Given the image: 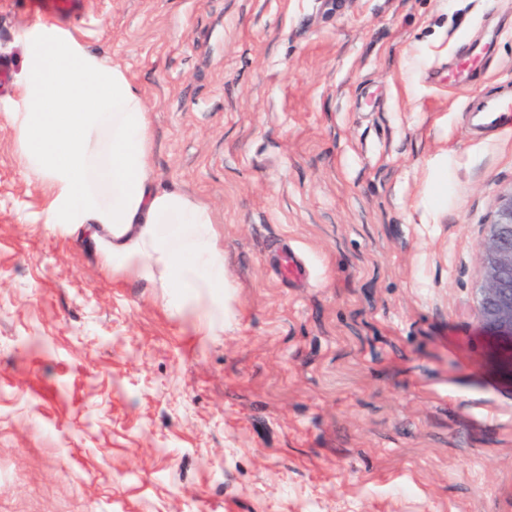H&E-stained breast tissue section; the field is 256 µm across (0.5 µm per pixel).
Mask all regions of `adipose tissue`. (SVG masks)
<instances>
[{
  "label": "adipose tissue",
  "mask_w": 512,
  "mask_h": 512,
  "mask_svg": "<svg viewBox=\"0 0 512 512\" xmlns=\"http://www.w3.org/2000/svg\"><path fill=\"white\" fill-rule=\"evenodd\" d=\"M6 117L25 174L49 198L45 221L87 231L113 273L207 295V335L232 324L211 208L156 183L149 105L125 70L70 30L43 22L23 36Z\"/></svg>",
  "instance_id": "ef3b65f1"
}]
</instances>
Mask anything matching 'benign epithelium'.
<instances>
[{
  "instance_id": "7a95c632",
  "label": "benign epithelium",
  "mask_w": 512,
  "mask_h": 512,
  "mask_svg": "<svg viewBox=\"0 0 512 512\" xmlns=\"http://www.w3.org/2000/svg\"><path fill=\"white\" fill-rule=\"evenodd\" d=\"M481 265L482 284L476 289L479 330L512 372V188L497 198Z\"/></svg>"
}]
</instances>
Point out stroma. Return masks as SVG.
<instances>
[{"label":"stroma","mask_w":512,"mask_h":512,"mask_svg":"<svg viewBox=\"0 0 512 512\" xmlns=\"http://www.w3.org/2000/svg\"><path fill=\"white\" fill-rule=\"evenodd\" d=\"M76 2L59 25L149 102L158 184L213 211L234 323L201 335L44 223L4 119L43 17L0 0V512H512L475 315L512 135L462 117L512 93V0Z\"/></svg>","instance_id":"obj_1"}]
</instances>
